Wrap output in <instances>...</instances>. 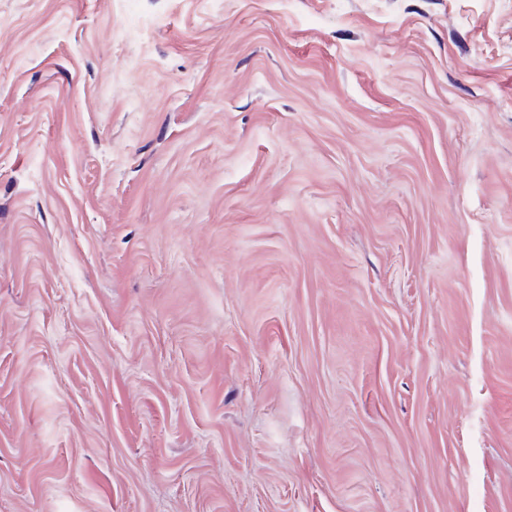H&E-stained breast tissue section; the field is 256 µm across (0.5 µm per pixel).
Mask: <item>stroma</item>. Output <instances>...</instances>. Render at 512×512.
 Masks as SVG:
<instances>
[{"label":"stroma","mask_w":512,"mask_h":512,"mask_svg":"<svg viewBox=\"0 0 512 512\" xmlns=\"http://www.w3.org/2000/svg\"><path fill=\"white\" fill-rule=\"evenodd\" d=\"M0 512H512V0H0Z\"/></svg>","instance_id":"35a3bbf8"}]
</instances>
